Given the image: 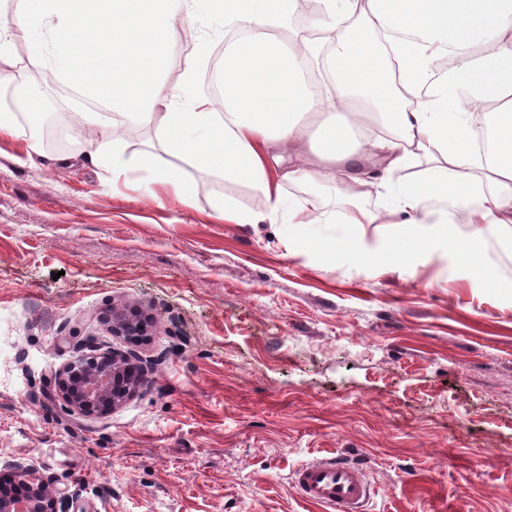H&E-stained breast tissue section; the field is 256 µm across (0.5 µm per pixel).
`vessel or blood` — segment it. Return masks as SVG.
Returning <instances> with one entry per match:
<instances>
[{
	"instance_id": "1",
	"label": "vessel or blood",
	"mask_w": 512,
	"mask_h": 512,
	"mask_svg": "<svg viewBox=\"0 0 512 512\" xmlns=\"http://www.w3.org/2000/svg\"><path fill=\"white\" fill-rule=\"evenodd\" d=\"M293 484L302 499L330 512H365L374 491L364 467L337 458L303 464L295 471Z\"/></svg>"
}]
</instances>
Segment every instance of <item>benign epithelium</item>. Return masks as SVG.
I'll return each instance as SVG.
<instances>
[{
  "label": "benign epithelium",
  "mask_w": 512,
  "mask_h": 512,
  "mask_svg": "<svg viewBox=\"0 0 512 512\" xmlns=\"http://www.w3.org/2000/svg\"><path fill=\"white\" fill-rule=\"evenodd\" d=\"M112 331L137 336L144 331L143 322L135 315H112ZM146 367L134 366L132 360L112 356L107 366L96 357L79 358L56 374L62 400L70 410L83 415L103 413L133 395ZM12 477L27 486L24 498L26 512H63L65 500L52 491L33 465L16 464Z\"/></svg>",
  "instance_id": "obj_1"
}]
</instances>
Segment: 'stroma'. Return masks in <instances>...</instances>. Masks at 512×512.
Listing matches in <instances>:
<instances>
[{
  "instance_id": "1",
  "label": "stroma",
  "mask_w": 512,
  "mask_h": 512,
  "mask_svg": "<svg viewBox=\"0 0 512 512\" xmlns=\"http://www.w3.org/2000/svg\"><path fill=\"white\" fill-rule=\"evenodd\" d=\"M221 24L189 15L165 80L187 63L212 97ZM32 43L13 52L27 86L21 137H0V476L36 466L69 512H320L292 484L306 461L340 454L375 487L367 512H512V237L488 236L482 270L435 238L410 251L397 227L345 223L387 197L306 194L318 236L336 217V249L298 241L287 222L227 224L229 197L262 213L265 197L188 158L184 203L140 164L153 129L128 121L120 178L66 149L27 163L24 135L46 97L29 90ZM136 310L147 336L113 335ZM135 356L137 393L85 416L48 396L52 373L90 349Z\"/></svg>"
}]
</instances>
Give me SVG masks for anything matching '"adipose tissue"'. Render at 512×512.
<instances>
[{"label":"adipose tissue","mask_w":512,"mask_h":512,"mask_svg":"<svg viewBox=\"0 0 512 512\" xmlns=\"http://www.w3.org/2000/svg\"><path fill=\"white\" fill-rule=\"evenodd\" d=\"M223 18L233 37L224 52L223 111L195 92L196 71L179 83L163 75L183 20L197 2ZM322 24L333 33L336 78L313 91L298 64L319 59L321 44L288 48L278 25L296 0H15L13 21L0 25V82L16 67L13 45L29 39V62L101 111L81 112L94 134L87 158L120 172L115 147L123 118L155 127L163 151L222 169L267 200L263 218L283 212L282 183L310 188L342 184L356 195L386 191L410 242L421 246L464 224L453 245L479 264L487 235H512V0H322ZM362 28L347 30L352 16ZM451 62L438 79L435 61ZM378 120L394 138L361 135ZM493 134L485 161L473 130ZM378 156L381 177L358 172L364 154ZM422 154L437 162L423 180L399 171ZM448 202L449 222L436 221L429 200ZM218 217L237 224L261 216L228 201Z\"/></svg>","instance_id":"obj_1"}]
</instances>
